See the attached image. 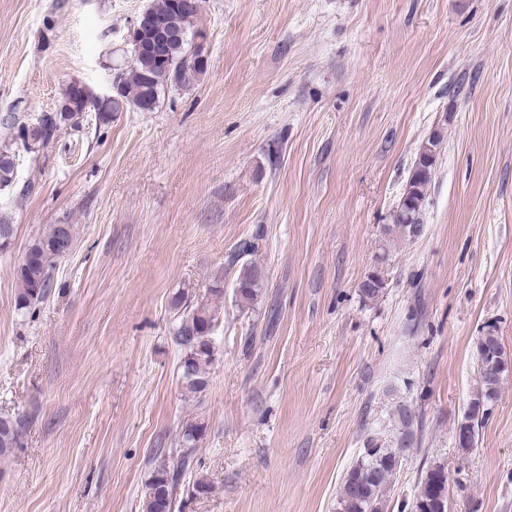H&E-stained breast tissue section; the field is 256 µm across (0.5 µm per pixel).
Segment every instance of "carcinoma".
<instances>
[{
  "instance_id": "obj_1",
  "label": "carcinoma",
  "mask_w": 512,
  "mask_h": 512,
  "mask_svg": "<svg viewBox=\"0 0 512 512\" xmlns=\"http://www.w3.org/2000/svg\"><path fill=\"white\" fill-rule=\"evenodd\" d=\"M149 10L154 26H181L189 35L196 34L193 18L198 14V0H150ZM171 55L172 60L167 67L149 69L147 63L139 60L128 65L118 74L119 92L112 94L110 99L101 100L96 97L94 89H88V102H76L75 111L69 114L70 127L82 125L85 109L95 112L99 125L112 122L117 112L128 109L141 111L148 80L158 94L168 88L187 90L194 87L206 72L207 62L200 59V53L194 51L188 42L174 45ZM56 131L52 116H40L30 123L18 125L15 145L27 153H34L48 146ZM442 140V132L436 130L420 149L394 215V227L409 237L420 233L426 189L432 179L436 152ZM15 177L16 150L6 145L0 148V187L11 185ZM63 235L68 243H76L79 225L69 224L65 229L60 224L49 225L27 244L24 263L13 267L19 310L34 309L47 297L53 270L62 259ZM254 252V243L245 240L231 255V264L239 267L235 298L241 309L255 307L267 286L263 267L249 259ZM382 288L383 279L370 275L361 286V295L365 300H373ZM173 306L177 316L172 338L180 351V379L189 393L200 394L207 389L211 366L215 362L216 348L210 336L220 322L221 308L202 300L192 304L183 293L175 296ZM474 355L479 388L457 427L458 432L468 433L466 442L460 444L464 449L473 447L477 431L488 419L503 379L509 373L508 358L494 327H488L478 337ZM422 427V416L412 407L404 405L399 408L397 435L392 444L368 440L362 455L345 473L338 499L339 512H386L384 491L396 474L404 449L420 443ZM23 429L22 417L0 416V456H8L21 446ZM202 432L201 425L188 423L183 429L180 447L156 449V463L145 483L141 512H175L178 490L193 466V453ZM410 512H448V471L444 465L436 463L423 472Z\"/></svg>"
}]
</instances>
